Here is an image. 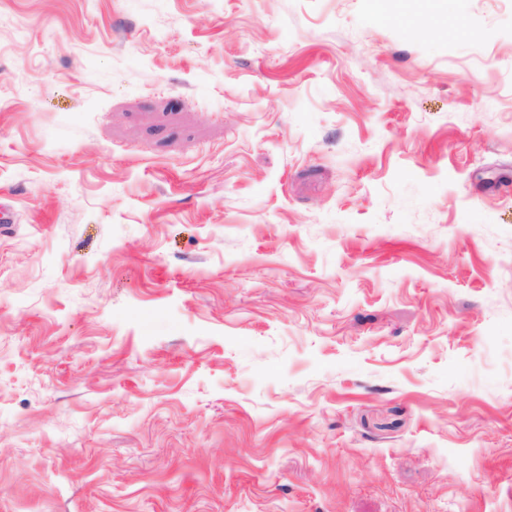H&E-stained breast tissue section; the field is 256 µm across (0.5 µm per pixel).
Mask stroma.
Instances as JSON below:
<instances>
[{
    "mask_svg": "<svg viewBox=\"0 0 512 512\" xmlns=\"http://www.w3.org/2000/svg\"><path fill=\"white\" fill-rule=\"evenodd\" d=\"M0 512H512V0H0Z\"/></svg>",
    "mask_w": 512,
    "mask_h": 512,
    "instance_id": "stroma-1",
    "label": "stroma"
}]
</instances>
